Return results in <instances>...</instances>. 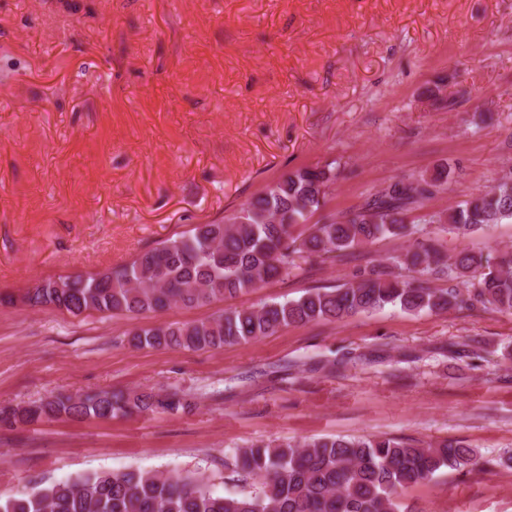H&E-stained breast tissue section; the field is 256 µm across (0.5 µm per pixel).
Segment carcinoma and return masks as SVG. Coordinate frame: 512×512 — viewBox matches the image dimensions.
Segmentation results:
<instances>
[{"instance_id":"obj_1","label":"carcinoma","mask_w":512,"mask_h":512,"mask_svg":"<svg viewBox=\"0 0 512 512\" xmlns=\"http://www.w3.org/2000/svg\"><path fill=\"white\" fill-rule=\"evenodd\" d=\"M432 177L393 181L362 206L309 225L326 204L336 179L331 164L283 174L220 223L198 224L177 238L96 274L47 280L21 295L33 308L73 314L155 313L195 308L284 279L305 263H334L357 247L419 232L407 223L448 182ZM512 221V178L502 177L448 212L462 233ZM406 275L373 266L335 287L307 289L297 299L247 309H226L214 319L171 323L131 333L136 347L188 350L248 344L291 325L336 321L397 307L404 312H446L476 304L512 313V252L465 249L450 257L433 238L417 239L393 258ZM448 282L433 288L425 276ZM190 407L176 394L94 391L59 393L26 407L0 411L12 427L42 418H118ZM473 450L460 440L419 442L394 437L317 438L239 448L226 465L260 485L252 494H218L204 474L93 472L30 492L0 494V512H406L400 494L443 470L463 471Z\"/></svg>"}]
</instances>
